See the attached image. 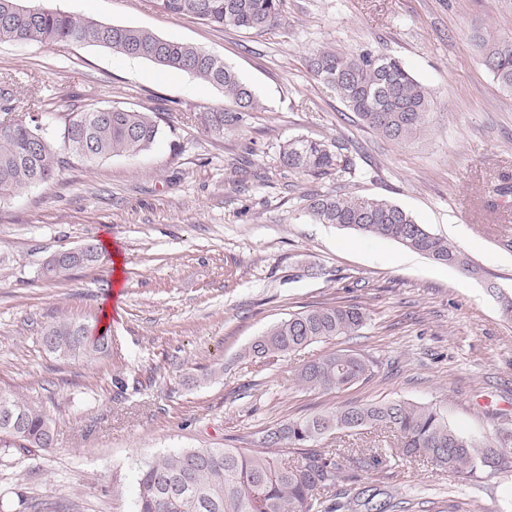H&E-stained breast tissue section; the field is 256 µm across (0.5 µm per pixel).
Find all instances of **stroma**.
<instances>
[{"mask_svg": "<svg viewBox=\"0 0 512 512\" xmlns=\"http://www.w3.org/2000/svg\"><path fill=\"white\" fill-rule=\"evenodd\" d=\"M109 24L142 27L223 57L261 103L236 128L205 134L195 113L225 108L194 77L101 47L0 44V78L46 111L76 105L157 112L154 146L77 163L0 201V391L51 418L55 445L0 451V512H132L139 467L184 448L253 447L265 428L350 403L442 407L463 432L512 422V323L491 288L512 294V209L491 205L512 178V94L470 41L512 36L500 0H285L261 34L164 11L160 0H53ZM326 47L400 57L431 93V121L396 143L365 130L307 70ZM304 135L352 143L355 169L288 171L279 150ZM378 196L409 211L483 270L475 279L395 241L305 213L312 194ZM112 244L123 258L49 278L55 254ZM355 304L361 335L251 361L253 339L312 306ZM71 322L112 334L109 353L62 360L40 342ZM351 349L371 378L303 389L305 364ZM388 480L410 512H512V470L467 486L400 460Z\"/></svg>", "mask_w": 512, "mask_h": 512, "instance_id": "35a3bbf8", "label": "stroma"}]
</instances>
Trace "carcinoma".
I'll return each instance as SVG.
<instances>
[{
  "label": "carcinoma",
  "mask_w": 512,
  "mask_h": 512,
  "mask_svg": "<svg viewBox=\"0 0 512 512\" xmlns=\"http://www.w3.org/2000/svg\"><path fill=\"white\" fill-rule=\"evenodd\" d=\"M173 15L210 25L261 33L281 20L282 0H160ZM93 43L185 72L224 92L230 111L202 112L205 132L224 133L261 107L252 90L224 59L194 45L167 40L150 30L104 24L52 7L48 0H0V42ZM472 41L499 88L512 94V36L489 37L476 29ZM312 75L344 103L363 127L377 136L406 142L419 136L430 118L431 93L405 63L372 51L343 53L331 48L306 58ZM0 199L53 179L70 165L134 156L149 150L159 134L152 112L131 108L73 110L61 122L75 138L56 134L40 118L44 109L16 85L0 79ZM24 112L14 119L10 114ZM352 150L343 143L297 136L280 149L290 171L321 176L353 169ZM319 224H336L357 234L393 240L448 266L481 277V269L446 238L432 234L411 213L382 198L350 194L317 195L307 206ZM104 258L95 244L81 257L66 255L57 272L92 267ZM368 315L355 305L317 306L291 313L245 349L257 360L279 358L313 342L356 336ZM108 333L94 335L84 325L59 323L41 336L43 347L67 360L108 354ZM373 362L351 350H336L305 364L298 383L309 390L339 391L368 379ZM389 432L394 441L363 448H318L327 437ZM54 444L50 418L25 398L0 392V448H41ZM423 457L465 482L512 468V424L477 438L453 426L436 405L392 400L353 404L292 417L265 428L253 448H185L154 458L137 474L133 512H406L390 490L371 479L388 471L391 459Z\"/></svg>",
  "instance_id": "carcinoma-1"
}]
</instances>
